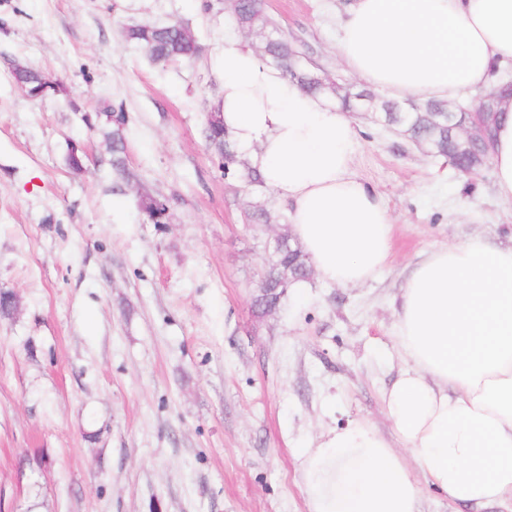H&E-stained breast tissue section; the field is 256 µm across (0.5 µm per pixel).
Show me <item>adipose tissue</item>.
Returning a JSON list of instances; mask_svg holds the SVG:
<instances>
[{"mask_svg":"<svg viewBox=\"0 0 512 512\" xmlns=\"http://www.w3.org/2000/svg\"><path fill=\"white\" fill-rule=\"evenodd\" d=\"M338 47L345 74L386 96H482L512 68V0H346ZM211 66L226 130L287 206L318 274L341 287L372 279L394 224L355 170L351 114L235 38ZM501 110L491 181L512 206V98ZM395 334L407 366L383 403L405 449L369 423L328 430L303 467L310 512H422L408 456L453 502H512V243L478 234L430 252L402 288Z\"/></svg>","mask_w":512,"mask_h":512,"instance_id":"ef3b65f1","label":"adipose tissue"}]
</instances>
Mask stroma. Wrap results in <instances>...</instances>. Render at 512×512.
Instances as JSON below:
<instances>
[{
	"instance_id": "obj_1",
	"label": "stroma",
	"mask_w": 512,
	"mask_h": 512,
	"mask_svg": "<svg viewBox=\"0 0 512 512\" xmlns=\"http://www.w3.org/2000/svg\"><path fill=\"white\" fill-rule=\"evenodd\" d=\"M0 0V512H309L300 464L320 433H394L382 395L404 366L400 287L425 253L512 241L489 167L462 176L360 112L355 169L394 219L393 251L355 288L318 274L276 311L252 305L272 227L225 177L204 128L221 84L209 57L235 28L224 0ZM342 0H264L306 55L340 74ZM178 21L201 45L161 66L123 28ZM60 79L42 101L15 63ZM123 104L124 191L82 114ZM88 161L66 164L70 144ZM170 201L165 231L138 190Z\"/></svg>"
}]
</instances>
